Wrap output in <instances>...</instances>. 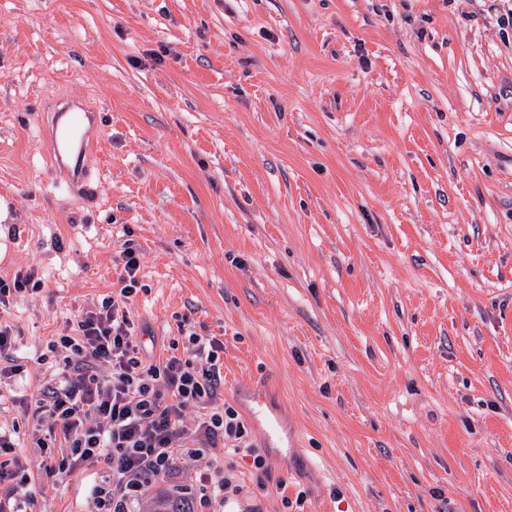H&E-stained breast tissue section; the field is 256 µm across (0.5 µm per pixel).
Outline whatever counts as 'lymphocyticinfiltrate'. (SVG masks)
Listing matches in <instances>:
<instances>
[{"mask_svg": "<svg viewBox=\"0 0 512 512\" xmlns=\"http://www.w3.org/2000/svg\"><path fill=\"white\" fill-rule=\"evenodd\" d=\"M122 261L118 294L105 298L99 309L78 314L48 345L61 358L57 381L25 406L44 467L67 475L104 463L112 476L93 487L94 512H130L152 480L170 474L183 456L206 457L228 446L251 457L256 485L265 488L267 458L251 443L233 406H216L195 427L185 422L188 406L217 397L223 342L193 333L185 355L144 358L126 309L139 284V255L125 248ZM103 365L108 374H100ZM61 440L70 453L58 459L53 446ZM15 448L14 433L0 428V483L9 485L0 512H19L28 484Z\"/></svg>", "mask_w": 512, "mask_h": 512, "instance_id": "f902f5d3", "label": "lymphocytic infiltrate"}]
</instances>
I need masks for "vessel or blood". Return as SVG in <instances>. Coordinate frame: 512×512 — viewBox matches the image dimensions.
Masks as SVG:
<instances>
[{
    "instance_id": "vessel-or-blood-1",
    "label": "vessel or blood",
    "mask_w": 512,
    "mask_h": 512,
    "mask_svg": "<svg viewBox=\"0 0 512 512\" xmlns=\"http://www.w3.org/2000/svg\"><path fill=\"white\" fill-rule=\"evenodd\" d=\"M101 123V115L98 112H75L67 123L56 128L52 134V153L56 159L76 156L75 171L78 185L84 186L89 183L93 168L94 145L88 139L86 127L90 124L98 126ZM238 397L251 422L261 429L265 447H294V437L263 391L245 388L239 391Z\"/></svg>"
}]
</instances>
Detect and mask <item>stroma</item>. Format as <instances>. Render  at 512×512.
Listing matches in <instances>:
<instances>
[{
    "label": "stroma",
    "mask_w": 512,
    "mask_h": 512,
    "mask_svg": "<svg viewBox=\"0 0 512 512\" xmlns=\"http://www.w3.org/2000/svg\"><path fill=\"white\" fill-rule=\"evenodd\" d=\"M512 0H0V278L22 376L24 512H90L104 464L47 472L19 398L116 288L145 354L223 341L220 402L266 383L299 433L217 512H512ZM101 110L68 188L40 100ZM290 506H283V499ZM32 286L30 288V285ZM42 286L41 278H38V273L35 270L30 269L25 274L17 273L13 281H7L4 279L0 280V307H7L10 304V297L17 295L23 291H30L39 289Z\"/></svg>",
    "instance_id": "35a3bbf8"
}]
</instances>
